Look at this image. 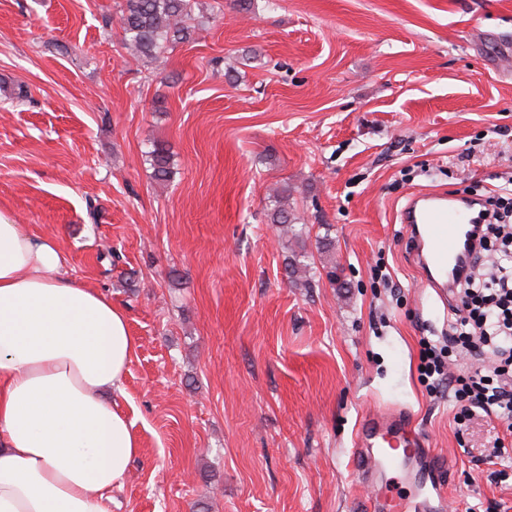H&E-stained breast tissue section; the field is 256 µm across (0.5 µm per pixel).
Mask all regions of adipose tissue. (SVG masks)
<instances>
[{"mask_svg":"<svg viewBox=\"0 0 512 512\" xmlns=\"http://www.w3.org/2000/svg\"><path fill=\"white\" fill-rule=\"evenodd\" d=\"M0 214V512H111L140 443L105 393L136 350L124 309Z\"/></svg>","mask_w":512,"mask_h":512,"instance_id":"ef3b65f1","label":"adipose tissue"}]
</instances>
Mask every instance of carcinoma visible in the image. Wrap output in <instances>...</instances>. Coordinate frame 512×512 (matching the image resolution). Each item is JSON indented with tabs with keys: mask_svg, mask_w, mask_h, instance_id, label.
I'll use <instances>...</instances> for the list:
<instances>
[{
	"mask_svg": "<svg viewBox=\"0 0 512 512\" xmlns=\"http://www.w3.org/2000/svg\"><path fill=\"white\" fill-rule=\"evenodd\" d=\"M118 21L132 59L146 63L154 59L163 44H175L186 39L194 17L190 0H123ZM148 158L156 181L165 183L172 178L171 157L164 145H155ZM270 221L282 225L284 234H290L296 240L302 236V231L294 229L291 224V214L283 204L277 206ZM301 257L303 251L293 250L286 263L289 282L295 287L301 283L309 286V282H301L304 267Z\"/></svg>",
	"mask_w": 512,
	"mask_h": 512,
	"instance_id": "cac0c4a2",
	"label": "carcinoma"
}]
</instances>
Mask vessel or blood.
I'll use <instances>...</instances> for the list:
<instances>
[{
  "mask_svg": "<svg viewBox=\"0 0 512 512\" xmlns=\"http://www.w3.org/2000/svg\"><path fill=\"white\" fill-rule=\"evenodd\" d=\"M482 204V199L469 196L419 193L405 206L402 220L414 228L421 241L416 261L424 268L431 287L450 291L464 272L476 243ZM399 443L405 444L410 455L419 457L420 466L413 477L415 490L392 500L390 512H431L426 487L432 473L446 466L447 459L427 452L420 434L407 420L384 413L365 416L355 435L352 460L355 466L373 475L395 469V446Z\"/></svg>",
  "mask_w": 512,
  "mask_h": 512,
  "instance_id": "obj_1",
  "label": "vessel or blood"
}]
</instances>
